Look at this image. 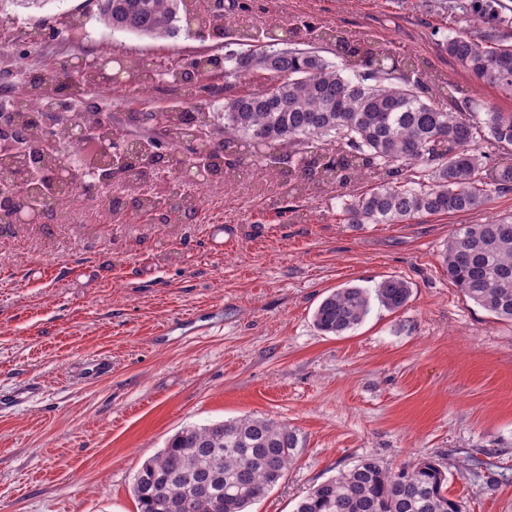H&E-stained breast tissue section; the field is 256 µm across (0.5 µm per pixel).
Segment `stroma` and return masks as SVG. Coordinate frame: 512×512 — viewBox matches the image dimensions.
<instances>
[{
	"label": "stroma",
	"instance_id": "35a3bbf8",
	"mask_svg": "<svg viewBox=\"0 0 512 512\" xmlns=\"http://www.w3.org/2000/svg\"><path fill=\"white\" fill-rule=\"evenodd\" d=\"M450 0H224L221 29L173 39L72 30L92 0H0V86H25L12 67L32 47L41 68L70 70L89 51L184 61L224 52L242 28L336 30L388 43L466 98L512 112L438 46L450 29L487 24L451 16ZM286 173L243 160L232 187L188 183L192 219L112 223L86 206L78 224H0V512H137L133 478L183 427L263 416L295 429L299 446L251 512H294L314 485L362 456L395 470L439 462L464 512H512V482L491 485L472 458L512 472V322L448 280L442 253L459 225L512 214V192L471 214L399 224H349L339 196L372 180L310 187L301 218L283 211ZM215 224L232 236L209 240ZM410 282L400 310L372 306L342 336L312 315L331 289ZM105 357L109 376L80 378Z\"/></svg>",
	"mask_w": 512,
	"mask_h": 512
}]
</instances>
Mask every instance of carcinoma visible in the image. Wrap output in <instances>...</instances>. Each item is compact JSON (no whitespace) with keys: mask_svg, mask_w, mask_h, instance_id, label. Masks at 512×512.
Returning a JSON list of instances; mask_svg holds the SVG:
<instances>
[{"mask_svg":"<svg viewBox=\"0 0 512 512\" xmlns=\"http://www.w3.org/2000/svg\"><path fill=\"white\" fill-rule=\"evenodd\" d=\"M86 19L110 32L152 39L204 28L220 29L224 9L205 13L196 0H95ZM452 9L467 18L494 20L499 28L474 38L461 31L444 38L441 48L481 86L512 97V19L502 0H455ZM329 59L315 48H301L273 29L242 30L233 37L236 50L203 53L184 66L137 58L122 79L102 80L99 52L84 69L60 77L36 66L26 71L24 95L0 101L21 125L26 142L38 146L46 130L59 150L39 155V166L54 171L67 161L73 120L97 131L107 146L114 133L142 135L119 170L125 200L111 198L116 212L130 202L136 213L154 220L168 210L196 214L199 199L181 192L171 178L173 197L166 206L159 193L145 188L147 176L177 160L196 162V134L205 140V182L226 186L242 150L250 149L264 167L288 169L284 194L298 199L310 185H330L369 177L374 187L341 200L349 224H398L419 215L473 213L496 195L512 192V164L495 161L481 150L491 142L512 145V113L494 104L458 105L459 89L435 77L427 82L420 60L397 58L390 46L354 45L337 32L323 31ZM197 77L211 94L224 96V111L214 112L182 98L153 110L159 82L176 92ZM137 89L136 98L116 99L125 108L112 120L88 98L93 88ZM485 114L483 121L474 114ZM100 179L77 171L48 202L53 210L69 198L100 201ZM45 183L27 181L16 194L26 210L39 203ZM450 283L500 320L512 322V215L462 224L448 238L442 256ZM407 281L388 277L373 289L345 286L332 290L318 305L316 328L342 336L363 323L372 301L389 310L404 307ZM299 445L288 424L263 417L191 425L173 435L165 447L136 472L133 495L137 512H249L283 478ZM448 479L431 458H419L397 471L362 458L352 468L322 482L304 495L295 512H462L445 492Z\"/></svg>","mask_w":512,"mask_h":512,"instance_id":"carcinoma-1","label":"carcinoma"}]
</instances>
